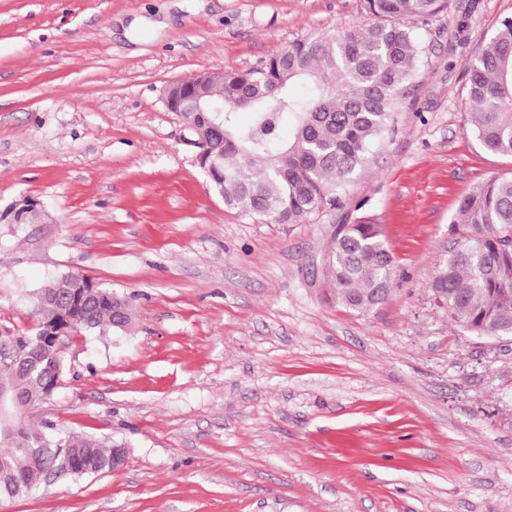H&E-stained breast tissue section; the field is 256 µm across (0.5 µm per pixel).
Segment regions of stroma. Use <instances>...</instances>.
I'll list each match as a JSON object with an SVG mask.
<instances>
[{
  "label": "stroma",
  "instance_id": "obj_1",
  "mask_svg": "<svg viewBox=\"0 0 512 512\" xmlns=\"http://www.w3.org/2000/svg\"><path fill=\"white\" fill-rule=\"evenodd\" d=\"M512 0L411 18L417 75L342 206L301 224L226 210L164 91L368 23L361 0H0V335L37 325L68 273L129 300L130 330L66 340L30 407L126 448L0 512H512V336L449 320L430 285L472 187L512 174L465 120L467 68ZM368 216L395 262L386 303H338L337 225Z\"/></svg>",
  "mask_w": 512,
  "mask_h": 512
}]
</instances>
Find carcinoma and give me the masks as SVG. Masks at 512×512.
<instances>
[{"label":"carcinoma","instance_id":"obj_1","mask_svg":"<svg viewBox=\"0 0 512 512\" xmlns=\"http://www.w3.org/2000/svg\"><path fill=\"white\" fill-rule=\"evenodd\" d=\"M447 0H363L376 22L312 40H299L246 72L215 71L202 84L184 81L169 109L182 112L195 96L224 107L195 117L212 132L202 164L210 190L224 207L279 224H300L343 203L362 168L394 123V111L415 74L419 48L406 20L433 15ZM307 84L298 98L293 83ZM467 121L487 151L512 157V17L503 18L492 40L471 62L466 85ZM251 112L248 123L238 112ZM292 122L288 142L279 140L283 118ZM467 234L438 265L431 284L436 302L463 331L478 338L512 335V175L491 178L467 193L451 218ZM327 269L336 300L366 314L385 303L393 288L394 258L381 227L364 218L340 224L328 251ZM84 274H65L40 289L39 323L63 317L72 331L117 327L112 292L88 302L70 296ZM55 358L46 354L25 373L0 367V389H17L16 416L0 421V498L16 499L57 477H82L120 467L112 447L92 436L50 434L27 424L29 399L45 392ZM61 439L78 444L68 463L56 455Z\"/></svg>","mask_w":512,"mask_h":512}]
</instances>
